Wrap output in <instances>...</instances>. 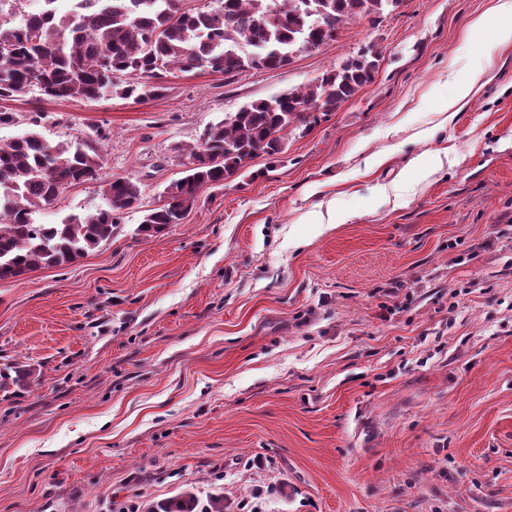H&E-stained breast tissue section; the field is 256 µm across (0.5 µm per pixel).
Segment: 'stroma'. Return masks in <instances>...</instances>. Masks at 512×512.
<instances>
[{
    "label": "stroma",
    "instance_id": "35a3bbf8",
    "mask_svg": "<svg viewBox=\"0 0 512 512\" xmlns=\"http://www.w3.org/2000/svg\"><path fill=\"white\" fill-rule=\"evenodd\" d=\"M498 4L403 0L284 67L178 72L159 97L12 101L0 144L35 127L105 160L36 223L105 207L115 176L142 207L0 281V368L41 373L0 391V512L186 490L224 512H512V43L470 27ZM370 42L384 58L352 100L136 234L208 126Z\"/></svg>",
    "mask_w": 512,
    "mask_h": 512
}]
</instances>
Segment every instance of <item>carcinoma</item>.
I'll return each instance as SVG.
<instances>
[{"label": "carcinoma", "instance_id": "1", "mask_svg": "<svg viewBox=\"0 0 512 512\" xmlns=\"http://www.w3.org/2000/svg\"><path fill=\"white\" fill-rule=\"evenodd\" d=\"M402 0H214L208 10H184L177 0H97L85 16L43 10L14 27L0 24V101L36 89L50 100L158 96L175 70L242 74L275 69L294 52L336 39L350 20L378 21ZM382 51L373 43L325 70L314 82L251 102L230 119L210 125L187 149V175L171 183L164 203L145 211L137 232L152 236L178 224L208 185L241 175L259 154L285 152L291 130H309L374 81ZM101 150L84 141L49 144L29 131L0 145V280L16 281L44 267L62 266L112 238L117 215L139 208L141 190L125 177L109 181L108 208L60 224L33 215L69 187L97 178ZM148 512H224V498L200 504L190 491Z\"/></svg>", "mask_w": 512, "mask_h": 512}]
</instances>
